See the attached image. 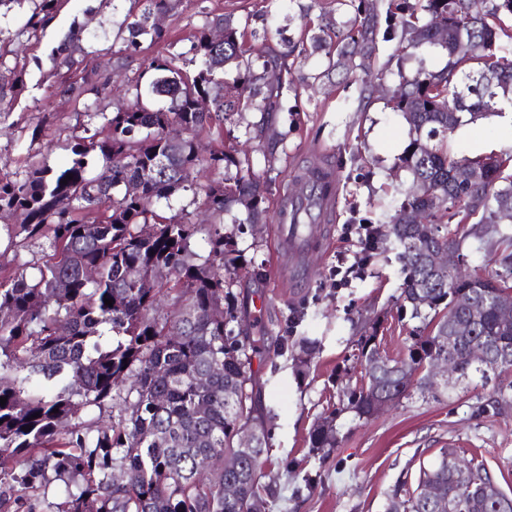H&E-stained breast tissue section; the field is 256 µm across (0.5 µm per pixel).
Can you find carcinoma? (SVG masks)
Returning <instances> with one entry per match:
<instances>
[{
  "label": "carcinoma",
  "instance_id": "obj_1",
  "mask_svg": "<svg viewBox=\"0 0 512 512\" xmlns=\"http://www.w3.org/2000/svg\"><path fill=\"white\" fill-rule=\"evenodd\" d=\"M26 21L31 37L43 31L63 0H29ZM182 0H143L139 14H128L115 39L142 35L157 41L163 29L150 23L157 13L178 12ZM353 10L347 20L328 19L313 40L325 51L327 68L346 65L348 59L376 57L378 29L365 0H336ZM512 0H485L480 15L469 13L468 0H414L409 18L386 14L383 39L397 40L395 52L412 58L427 46L443 57L439 70L421 65L410 78L398 74L387 98L396 112L411 113L415 133L399 157L414 183L427 185L422 196L408 193L397 200L386 229L375 230L372 241L387 236L398 248L403 282L400 310L420 321L403 356L392 359L367 385L348 387L342 407L358 418H371L372 399L382 393L398 404L410 395L406 372L416 370L433 354H451L460 381L488 380L470 362L469 343L476 341L493 353H512V323H502L490 305L483 321L468 339L448 350V318L461 322L465 312L448 315L452 304L448 282L429 266V254L448 247V239L463 244V224H485L505 246L501 270L473 273L481 287L476 293L512 288V234L498 228L502 210L512 209V154H501L492 174H484L483 156L458 158L448 148V137L459 127L512 109ZM443 24L448 37L434 29ZM224 27V42L210 39V29ZM248 23L231 15L215 16L201 27L188 59L196 64L189 75L176 59L153 60L151 77L135 88L129 107L106 118L107 133L84 129L72 147L69 167L56 172L36 161L13 177L0 178V210L25 214V224H5L8 246L18 239H44L47 253L37 261H22L14 275L0 279V505L10 503L23 512H42L48 474L66 485L67 495L57 512H247L252 499L272 491L263 482L262 455L268 448L264 430L260 449L246 456L242 470L224 473V451L233 449L238 427L246 423L259 402L254 393L252 361L266 352L265 337L232 327L237 321L238 294L234 280L242 265L232 237L224 232V215L252 200L245 221L259 223L264 215L266 180L236 156L234 146H208L198 133L226 116L251 110L260 114L256 127L282 109V90L261 93L262 75L245 60L243 42ZM483 44L485 53L470 61L456 52V40ZM244 70L228 82L225 67ZM112 61L81 66V76L68 77L58 89L76 102L99 98L105 90L102 73ZM387 77V65L364 71L356 79L359 101L370 98L375 82ZM210 98L212 110L200 112L195 98ZM164 98L153 108L144 100ZM458 118L448 123V110ZM175 122L185 136L176 144L162 137L164 126ZM432 141L427 152L421 136ZM100 170L87 175L90 153ZM469 166L479 171L470 185L456 182L455 171ZM202 170L211 179L197 184L186 179L188 170ZM73 179L66 180L67 175ZM143 184V196H126L128 183ZM190 191L203 198L208 223L197 224L185 209L169 216L154 204ZM425 214L437 225L431 239L407 222L409 210ZM152 224L154 234L140 236V225ZM205 243L196 251L197 240ZM168 271L156 288H141L130 278L136 269L148 276L156 268ZM95 276H88V270ZM114 300L112 305L104 298ZM188 306L181 318L159 306ZM224 307L227 322L211 318L210 310ZM209 376L200 389L199 376ZM58 412H53V409ZM37 418H31L33 414ZM31 430H25V426ZM313 448L329 452L337 447L329 420L309 433ZM456 455L441 448L420 469L418 485L433 479L443 493L464 499L466 512H498L496 500L480 494L495 477L473 456L462 466L464 478L448 480L445 460ZM209 460L208 476L199 478L198 457ZM123 479H116V473ZM237 482L232 498L224 484ZM392 497L402 512H433L419 488L399 483Z\"/></svg>",
  "mask_w": 512,
  "mask_h": 512
}]
</instances>
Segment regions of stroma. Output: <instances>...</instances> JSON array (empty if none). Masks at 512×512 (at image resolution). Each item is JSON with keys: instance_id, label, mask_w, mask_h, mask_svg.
Instances as JSON below:
<instances>
[{"instance_id": "1", "label": "stroma", "mask_w": 512, "mask_h": 512, "mask_svg": "<svg viewBox=\"0 0 512 512\" xmlns=\"http://www.w3.org/2000/svg\"><path fill=\"white\" fill-rule=\"evenodd\" d=\"M133 6V0H65L36 40L24 31L28 0L0 8L6 65L26 71L22 93L0 99L5 113L0 119V176L22 171L30 156L54 169L66 166L84 127H101L103 114L128 103L136 86L146 84L153 59L188 52L206 19L230 14L248 20L250 30L267 33L276 47L281 38L296 36L307 19L336 4L184 0L180 16L159 22L165 39L142 36L130 55L114 34ZM76 26L84 30L80 55L114 65L95 116L62 97L53 75L51 53ZM286 62L299 88L284 90L286 109L265 132L279 142L275 160L263 154L254 113L231 117L223 127L201 134L204 143L226 140L248 157L268 184L269 210H276L282 193L308 171L331 170L339 186L334 214L309 229L315 247L303 280L276 274L274 220L254 226L244 223L239 211L224 218L226 229L236 232L234 245L244 264L234 285L245 304L244 319L265 334L269 349L264 360L253 364L264 402L275 413L264 469L276 478V495L265 499L264 512H387L394 486L402 481L415 485L423 463L449 445L462 458L482 459L501 490L512 496V406L497 412L489 408L493 386L457 388L437 399L416 390L369 420L342 410L343 387L360 379L357 340L373 332L372 321L381 320L376 332L383 352L392 357L416 332V321L398 313L402 274L394 250L378 243L365 255L360 244L364 227L380 226L389 215L396 192L413 188L411 177L396 164L409 141V126L380 99L358 111V84L324 74L325 55L316 43H307ZM449 145L460 157L512 150V112L462 127L450 135ZM364 255L369 258L364 277L345 284L333 280L338 257L352 262ZM303 336L320 344L308 360L294 346ZM330 415L336 418L338 446L326 459L308 437L313 425Z\"/></svg>"}]
</instances>
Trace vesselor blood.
<instances>
[{
  "label": "vessel or blood",
  "mask_w": 512,
  "mask_h": 512,
  "mask_svg": "<svg viewBox=\"0 0 512 512\" xmlns=\"http://www.w3.org/2000/svg\"><path fill=\"white\" fill-rule=\"evenodd\" d=\"M327 174H319L317 182H302L293 186L289 196L280 201L277 213L280 234L284 246L276 266L281 277L287 278L303 271L306 257L310 251V241L300 225L294 224L292 214L312 210L320 217L330 216L335 207L334 193H321L318 182L327 181Z\"/></svg>",
  "instance_id": "vessel-or-blood-1"
}]
</instances>
